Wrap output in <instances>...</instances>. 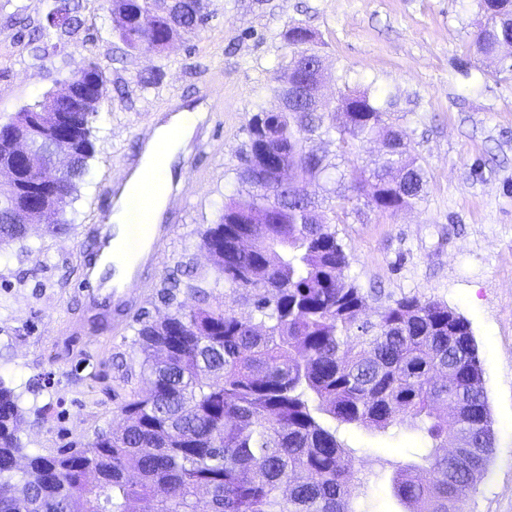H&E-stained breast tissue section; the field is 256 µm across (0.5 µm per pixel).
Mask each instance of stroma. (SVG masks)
I'll return each instance as SVG.
<instances>
[{
    "instance_id": "1",
    "label": "stroma",
    "mask_w": 512,
    "mask_h": 512,
    "mask_svg": "<svg viewBox=\"0 0 512 512\" xmlns=\"http://www.w3.org/2000/svg\"><path fill=\"white\" fill-rule=\"evenodd\" d=\"M48 4L0 0V118L92 60L107 94L93 121L95 153L65 210L69 233L52 237L35 225L24 245L0 251V377L21 392L22 407L55 408L46 424L21 425L26 446L52 455L120 425L121 403L143 386L137 321L192 305L186 282L212 277L201 234L238 194L246 124L258 108L277 107L276 76L290 55L284 33L301 26L322 45L326 98L367 89L388 102L427 175L426 199L415 208L382 216L356 199L336 227L349 274L369 295L364 315L376 319L388 297L417 294L470 321L495 440L468 508L512 512V77L497 75L496 60L471 47L477 0H202L207 27L160 55L125 50L101 0H82L78 32L34 51L28 29L43 22ZM15 12L27 27L11 24ZM157 69L160 83L144 86ZM208 96L222 108L174 161L183 195L166 216L171 231L143 274L145 288L101 292L88 305V228L106 185L140 156L139 134L155 113ZM172 286L171 302L163 291ZM340 437L365 476L380 472L384 458L408 462L418 446L402 428H347Z\"/></svg>"
}]
</instances>
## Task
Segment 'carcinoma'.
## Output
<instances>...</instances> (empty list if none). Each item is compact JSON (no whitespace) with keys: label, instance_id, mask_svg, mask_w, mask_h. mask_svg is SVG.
Wrapping results in <instances>:
<instances>
[{"label":"carcinoma","instance_id":"1","mask_svg":"<svg viewBox=\"0 0 512 512\" xmlns=\"http://www.w3.org/2000/svg\"><path fill=\"white\" fill-rule=\"evenodd\" d=\"M80 0H52L38 41L81 26ZM112 34L130 51L163 53L203 29L193 0H103ZM485 21L474 47L500 55L512 71V0H478ZM293 73L277 88L284 106L251 115L237 180L243 199L225 202L202 241L213 262V287L237 299L212 302L191 285L194 305L177 304L159 322L139 318L135 344L145 389L120 405L125 423L96 433L82 448L46 456L19 436L25 411L16 388L0 379V512H356L353 449L342 427L382 432L404 425L423 441L414 460L392 465L389 495L402 512H466L476 472L493 449V421L484 370L469 321L444 302L403 295L363 318L368 294L346 275L348 255L336 224L347 216V192L392 215L425 200L427 177L408 134L367 91H349L334 107L317 101L321 57L314 34L286 32ZM81 112L48 94L0 123V164L12 162L5 143L25 136L30 169L48 170L53 148L66 144V174L31 191V175L0 184V247L25 242L29 213L65 212L95 146L92 120L106 91L91 61ZM336 141L330 158L313 148ZM388 144L374 168L339 170L362 143ZM288 169V185L270 193L266 157ZM322 187L316 195L310 187ZM464 436L448 455V444ZM26 460L20 479V460Z\"/></svg>","mask_w":512,"mask_h":512}]
</instances>
